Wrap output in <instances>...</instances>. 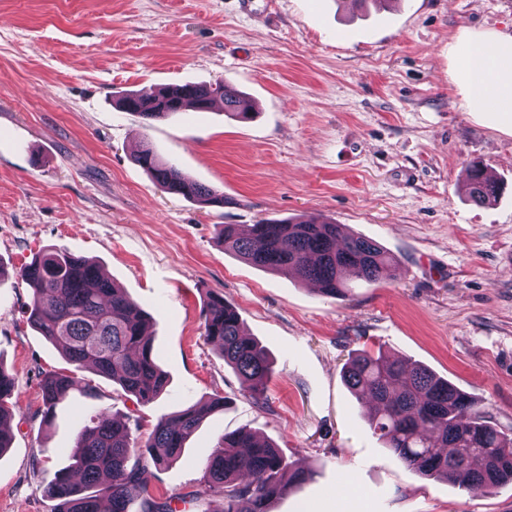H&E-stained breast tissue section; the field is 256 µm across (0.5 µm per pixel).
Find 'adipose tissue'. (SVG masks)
Wrapping results in <instances>:
<instances>
[{
  "label": "adipose tissue",
  "mask_w": 512,
  "mask_h": 512,
  "mask_svg": "<svg viewBox=\"0 0 512 512\" xmlns=\"http://www.w3.org/2000/svg\"><path fill=\"white\" fill-rule=\"evenodd\" d=\"M457 54L468 108L512 120V36L467 35Z\"/></svg>",
  "instance_id": "ef3b65f1"
}]
</instances>
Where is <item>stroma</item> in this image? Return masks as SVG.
<instances>
[{
  "label": "stroma",
  "mask_w": 512,
  "mask_h": 512,
  "mask_svg": "<svg viewBox=\"0 0 512 512\" xmlns=\"http://www.w3.org/2000/svg\"><path fill=\"white\" fill-rule=\"evenodd\" d=\"M474 32L511 36L512 0H0V367L16 385L0 512H51L45 489L74 451L72 401L42 420V378L68 363L28 325L18 276L47 246L95 261L150 315L169 376L140 406L84 370L89 409L139 417L143 439L160 417L227 399L155 470V497L201 490L200 461L245 430L314 472L272 512H512V485L418 477L341 377L359 350L396 354L512 435V127L466 106L455 47ZM218 79L254 101L249 121L220 105L149 121L116 105ZM146 145L223 206L161 191L134 161ZM473 161L502 183L494 204L466 198ZM311 214L381 245L396 279L350 277L327 298L220 240L226 224ZM212 292L274 360L265 405L204 339Z\"/></svg>",
  "instance_id": "obj_1"
}]
</instances>
